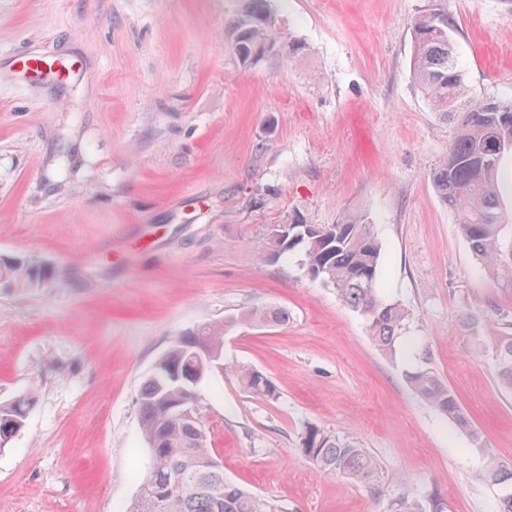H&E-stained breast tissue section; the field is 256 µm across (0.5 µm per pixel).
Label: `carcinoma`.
Returning a JSON list of instances; mask_svg holds the SVG:
<instances>
[{
  "mask_svg": "<svg viewBox=\"0 0 512 512\" xmlns=\"http://www.w3.org/2000/svg\"><path fill=\"white\" fill-rule=\"evenodd\" d=\"M454 31V21L436 13L422 14L413 22V80L432 111L456 120L448 156L431 178L441 200L461 216V234L484 269L494 277L512 279V245L506 243V235L512 234V216L506 217L501 207V162L484 166L496 144L512 143V100L466 99L463 74L453 51ZM230 36L234 55L244 66L271 54L290 59L300 50L283 42L266 0H249L246 10L233 21ZM282 223L288 229L286 236L269 233L257 242L259 259H286L300 251L301 267L312 274L311 280L334 288L339 299L366 320L376 348L393 353L409 314L399 302L379 296L382 246L368 217L348 213L338 223L325 225L322 233L296 211ZM45 276L43 264L35 257L0 261V283L9 288H38ZM240 320L277 325L288 321V313L280 308H256L241 314ZM489 327L496 338L498 385L512 391V316L500 313ZM199 348L223 352L224 324L204 323L177 337L159 358L157 372L141 385L140 428L152 448L151 464L140 481L139 497L125 512H278L270 501L224 480V470L209 446L206 425L171 415L170 407L196 390V384L186 380L195 376L192 354ZM231 370L250 393L277 398L276 385L261 372L244 366ZM406 379L417 395L465 430L484 452L485 465L478 476L512 486V465L500 462L495 450L482 443L481 433L471 426L448 383L422 367L407 372ZM34 401L29 392L0 403V449L10 444L4 430L21 432ZM301 451L323 473L367 483L377 473V462L366 449L315 426L302 433ZM207 460L212 464L201 467ZM175 475L185 483L172 490L169 479Z\"/></svg>",
  "mask_w": 512,
  "mask_h": 512,
  "instance_id": "1",
  "label": "carcinoma"
}]
</instances>
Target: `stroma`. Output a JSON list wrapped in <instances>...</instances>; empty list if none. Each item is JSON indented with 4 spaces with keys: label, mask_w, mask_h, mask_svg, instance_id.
I'll return each instance as SVG.
<instances>
[{
    "label": "stroma",
    "mask_w": 512,
    "mask_h": 512,
    "mask_svg": "<svg viewBox=\"0 0 512 512\" xmlns=\"http://www.w3.org/2000/svg\"><path fill=\"white\" fill-rule=\"evenodd\" d=\"M245 5L0 0V259L49 271L29 292L0 285V402L37 392L0 450V512H122L151 463L140 385L205 322L224 325L197 393L226 482L280 512H392L434 496L444 512H495L512 488L477 477L470 437L406 380L436 371L512 463V393L480 328L512 311V281L484 274L432 184L454 126L412 79V25L452 18L468 97L508 101L512 0H268L304 50L251 67L228 32ZM32 50L69 65L66 80L10 68ZM294 210L312 224L370 218L381 297L409 312L395 355L299 256L258 258ZM269 306L287 323L237 320ZM232 364L267 375L277 399L246 391ZM309 426L369 450L376 483L319 472L300 450Z\"/></svg>",
    "instance_id": "obj_1"
}]
</instances>
